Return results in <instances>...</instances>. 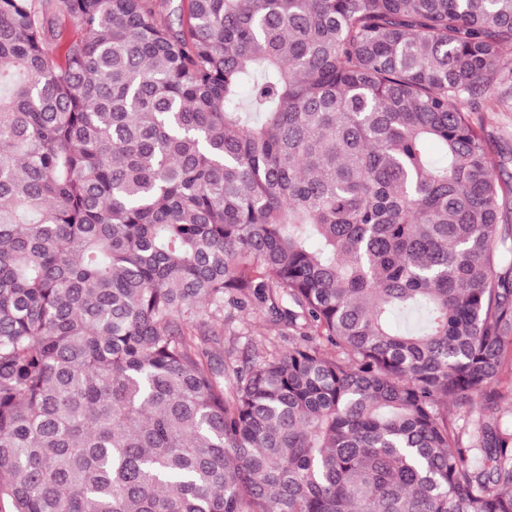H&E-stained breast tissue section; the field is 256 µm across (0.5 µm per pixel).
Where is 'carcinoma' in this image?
<instances>
[{
	"instance_id": "cac0c4a2",
	"label": "carcinoma",
	"mask_w": 512,
	"mask_h": 512,
	"mask_svg": "<svg viewBox=\"0 0 512 512\" xmlns=\"http://www.w3.org/2000/svg\"><path fill=\"white\" fill-rule=\"evenodd\" d=\"M486 112L512 0H0V512H512ZM234 314V321L224 327V370L241 367L246 358L259 357L274 346L281 351L288 348V336H282L279 327L259 326L252 306L234 310Z\"/></svg>"
}]
</instances>
